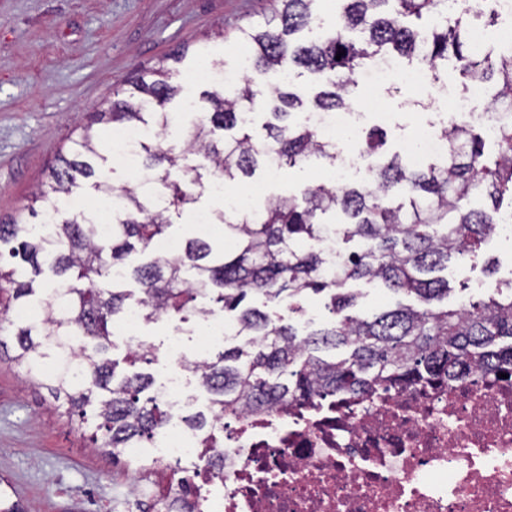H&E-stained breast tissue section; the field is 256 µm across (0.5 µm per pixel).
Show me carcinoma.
<instances>
[{
    "instance_id": "carcinoma-1",
    "label": "carcinoma",
    "mask_w": 512,
    "mask_h": 512,
    "mask_svg": "<svg viewBox=\"0 0 512 512\" xmlns=\"http://www.w3.org/2000/svg\"><path fill=\"white\" fill-rule=\"evenodd\" d=\"M276 2L281 8L264 24L240 31L250 48L248 69L273 79L268 86L251 78L231 89L212 81L216 89L202 92L205 112L179 149L159 138L169 124V104L180 92L168 70L126 80L107 110L90 113L89 124L34 194L33 203L51 216L52 226L39 230L19 217L0 219V246H10V261L0 263V285L10 288L0 320L32 301L43 316L41 323L15 320L14 362L49 391L77 427L95 425L92 442L114 459L135 440L150 442L169 421L164 405L148 394L154 346L143 343L121 362L112 357V325L134 303L146 322L162 314L185 321L218 309L249 337L245 345L195 366L209 406L183 420L202 432L227 410L272 407L290 396L372 392L381 382L411 377L452 382L472 369L492 372L512 364V342L500 343L512 339V282L456 309L435 306L450 291L439 272L454 258L477 255L504 198L512 200L511 125L499 127L492 140L473 125L445 127L440 134L448 140V159L441 163L414 168L395 154L374 165L367 183L307 185L261 210L220 213V243L185 237L176 261L152 251L154 240L175 235L169 213L197 207L210 181L251 178L271 157L281 168L311 156L335 157L306 113L353 105L359 69L391 50L428 62L436 79L438 63L451 56L469 83L495 78L496 97L512 101V53L474 50L469 7L450 16L448 0H340L336 28L305 40L300 34L316 24L314 0ZM342 51L345 55L336 58ZM293 67L317 81L319 90L307 100L279 84ZM256 110L267 117L262 136L253 135L243 119ZM96 124L156 132L136 149L143 169L152 174L148 182L117 186L100 179L112 144L100 138ZM85 184L112 199V235L105 239L92 213L60 217L59 198ZM475 197L491 200L493 210L472 206ZM336 209L344 222L321 221ZM332 232L359 248L342 251L330 278L323 274L326 251L306 249L300 241L320 242ZM115 267L125 270L124 279H112ZM46 271L55 287L37 297L33 280L23 275ZM363 279L413 295L418 304L352 315L360 294L348 284ZM311 294L328 297L334 319L303 336L283 316L274 319L266 311L286 302L288 311L300 316L301 302ZM343 348L349 354L336 356ZM74 352L81 373L43 374L41 365ZM6 485L1 477L0 512H25L10 500Z\"/></svg>"
}]
</instances>
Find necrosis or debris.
<instances>
[{"mask_svg": "<svg viewBox=\"0 0 512 512\" xmlns=\"http://www.w3.org/2000/svg\"><path fill=\"white\" fill-rule=\"evenodd\" d=\"M505 16L477 25L481 48L512 52V0ZM175 325L166 348L171 377L157 392L175 415L193 400L181 383L192 359ZM122 456L137 474H178L164 512H512V376L472 371L453 383L410 380L373 394L291 397L196 433L177 417L151 447ZM222 477H212L215 462Z\"/></svg>", "mask_w": 512, "mask_h": 512, "instance_id": "1", "label": "necrosis or debris"}]
</instances>
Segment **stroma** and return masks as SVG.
Masks as SVG:
<instances>
[{
    "instance_id": "1",
    "label": "stroma",
    "mask_w": 512,
    "mask_h": 512,
    "mask_svg": "<svg viewBox=\"0 0 512 512\" xmlns=\"http://www.w3.org/2000/svg\"><path fill=\"white\" fill-rule=\"evenodd\" d=\"M270 0H0V217L23 214L38 183L113 90L136 73L170 69L180 93L178 119L163 135L182 142L199 118L205 85L197 73L210 61L236 72L246 54L240 29L271 16ZM428 90L378 85L377 108L364 128L384 127V153L404 152L418 132L448 123V101L464 97L455 66L440 70ZM325 160L284 168L275 177L257 171L267 199L297 193L326 175ZM512 277V240L494 238L477 258L450 263L449 305L472 281L486 287ZM0 477L27 512H128L131 474L89 445L88 431L68 425L47 390L27 380L0 353Z\"/></svg>"
}]
</instances>
